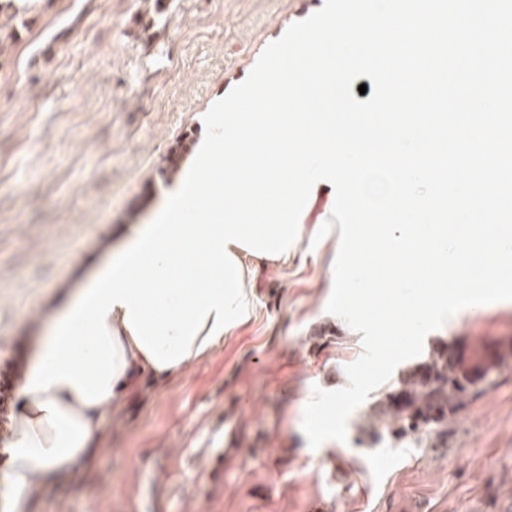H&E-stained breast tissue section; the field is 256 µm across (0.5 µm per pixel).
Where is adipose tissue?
<instances>
[{
    "mask_svg": "<svg viewBox=\"0 0 512 512\" xmlns=\"http://www.w3.org/2000/svg\"><path fill=\"white\" fill-rule=\"evenodd\" d=\"M126 309L115 306L106 324L125 358V366L112 382V392L97 403L84 402L77 388L61 381L49 389L25 391L34 368L47 350L48 335L35 337L22 368L20 404L13 434L0 444V507L5 512H29V490L74 478L89 460L101 438L103 421L123 406L138 380L167 381L179 366L160 368L135 342L125 324Z\"/></svg>",
    "mask_w": 512,
    "mask_h": 512,
    "instance_id": "obj_1",
    "label": "adipose tissue"
}]
</instances>
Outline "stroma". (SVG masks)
Wrapping results in <instances>:
<instances>
[{"instance_id":"obj_1","label":"stroma","mask_w":512,"mask_h":512,"mask_svg":"<svg viewBox=\"0 0 512 512\" xmlns=\"http://www.w3.org/2000/svg\"><path fill=\"white\" fill-rule=\"evenodd\" d=\"M324 0H0V369H22L63 290L85 287L183 182L187 133L265 47ZM337 238L257 267L251 320L104 421L72 480L30 512H512V301L430 333L351 415L346 442L310 448L315 388L346 386L362 347L326 310ZM445 351L493 370L446 433L373 435V406Z\"/></svg>"}]
</instances>
